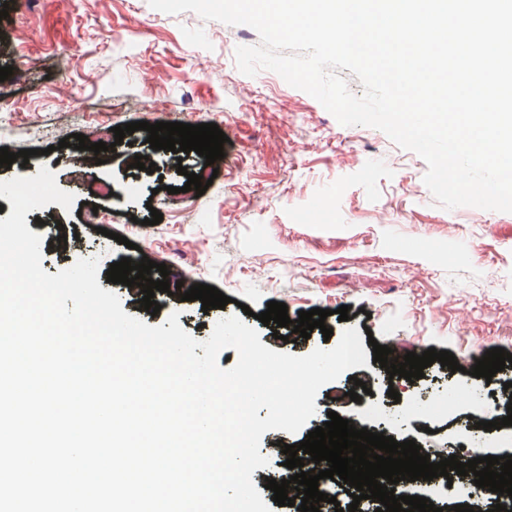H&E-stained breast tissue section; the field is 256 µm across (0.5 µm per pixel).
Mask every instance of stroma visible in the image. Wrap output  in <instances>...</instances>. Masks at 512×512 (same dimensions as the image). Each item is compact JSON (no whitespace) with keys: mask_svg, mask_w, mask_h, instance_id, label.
<instances>
[{"mask_svg":"<svg viewBox=\"0 0 512 512\" xmlns=\"http://www.w3.org/2000/svg\"><path fill=\"white\" fill-rule=\"evenodd\" d=\"M6 2L0 67L13 72L0 82V100L9 102L0 107V148L33 155L28 164L0 168V181L44 166L75 196L72 211L52 203L25 217L33 233L40 220L54 218L77 236L63 254L42 247L47 273L92 257L175 263L187 284L216 287L230 304L204 312L165 295L153 315L140 307L136 289L108 282L103 272L97 280L128 315L157 326L177 314L200 341L218 320L239 315L271 350L300 356L324 347L320 330L295 340L289 328L261 325L258 313L277 301L293 320L302 310H328L325 325L337 336L350 325L382 345L452 352L460 371L435 363L413 382L389 378L373 362L352 368L320 389L313 420L356 412L363 427L437 453L462 447L471 455L490 444L512 451V426L491 436L477 429L502 399L495 384L468 373L475 351L512 353V213L437 206L416 153L381 130L341 125L273 71L241 73L236 47L259 42L250 27L193 12L168 15L148 0ZM136 121L217 124L228 137L223 162L212 168L194 152H154L136 134L101 165L58 146L73 133L95 140L102 124ZM149 151L157 172L131 167V156ZM181 166L212 178L203 195H174L185 181ZM85 176L116 191L94 201L104 216L98 228L79 216L89 200ZM154 209L163 219L150 226ZM343 305L346 323L336 315ZM357 379L371 390L361 407L348 396ZM391 388L398 399L388 397ZM304 438L263 434L260 452L270 464L253 472L256 489L284 475L279 443Z\"/></svg>","mask_w":512,"mask_h":512,"instance_id":"stroma-1","label":"stroma"}]
</instances>
